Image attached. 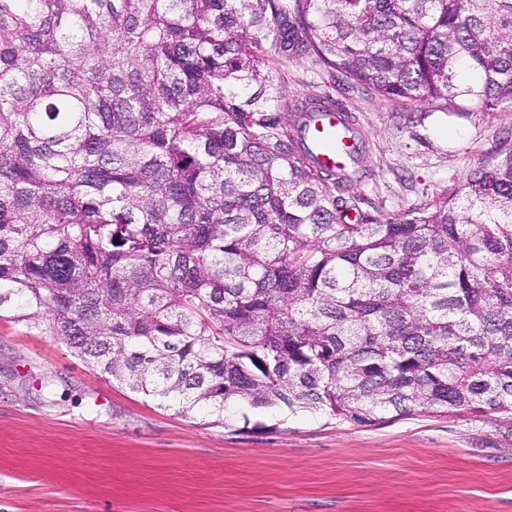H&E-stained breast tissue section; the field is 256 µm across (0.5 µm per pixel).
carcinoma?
I'll return each instance as SVG.
<instances>
[{
    "instance_id": "carcinoma-1",
    "label": "carcinoma",
    "mask_w": 512,
    "mask_h": 512,
    "mask_svg": "<svg viewBox=\"0 0 512 512\" xmlns=\"http://www.w3.org/2000/svg\"><path fill=\"white\" fill-rule=\"evenodd\" d=\"M512 107V0H0V314L186 414H512V146L380 219L262 58Z\"/></svg>"
}]
</instances>
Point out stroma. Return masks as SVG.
I'll return each mask as SVG.
<instances>
[{
  "mask_svg": "<svg viewBox=\"0 0 512 512\" xmlns=\"http://www.w3.org/2000/svg\"><path fill=\"white\" fill-rule=\"evenodd\" d=\"M287 100L346 104L364 210L454 191L512 132L379 99L310 58L266 59ZM185 415L92 370L45 326L0 317V512H512V417L423 412L378 426L287 408Z\"/></svg>",
  "mask_w": 512,
  "mask_h": 512,
  "instance_id": "1",
  "label": "stroma"
}]
</instances>
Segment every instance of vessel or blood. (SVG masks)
<instances>
[{
    "label": "vessel or blood",
    "mask_w": 512,
    "mask_h": 512,
    "mask_svg": "<svg viewBox=\"0 0 512 512\" xmlns=\"http://www.w3.org/2000/svg\"><path fill=\"white\" fill-rule=\"evenodd\" d=\"M353 129L349 111L330 104L300 125L298 137L312 153L316 167L342 176L357 165L360 157Z\"/></svg>",
    "instance_id": "1"
}]
</instances>
